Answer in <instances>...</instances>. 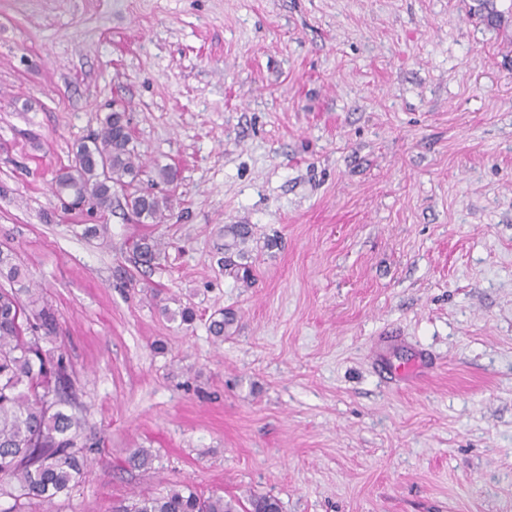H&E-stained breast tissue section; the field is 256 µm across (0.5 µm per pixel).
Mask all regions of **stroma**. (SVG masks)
<instances>
[{"mask_svg": "<svg viewBox=\"0 0 512 512\" xmlns=\"http://www.w3.org/2000/svg\"><path fill=\"white\" fill-rule=\"evenodd\" d=\"M116 109L177 171L165 223L53 194ZM227 224L251 234L224 266ZM1 248L58 313L98 443L37 512L181 482L512 512V0H0Z\"/></svg>", "mask_w": 512, "mask_h": 512, "instance_id": "obj_1", "label": "stroma"}]
</instances>
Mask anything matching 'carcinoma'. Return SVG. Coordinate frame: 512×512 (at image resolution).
Listing matches in <instances>:
<instances>
[{
    "mask_svg": "<svg viewBox=\"0 0 512 512\" xmlns=\"http://www.w3.org/2000/svg\"><path fill=\"white\" fill-rule=\"evenodd\" d=\"M146 170L135 152L125 112L110 113L101 129L80 143L56 195L73 197L79 207L106 211L117 193L138 224L168 219L170 194L131 190ZM162 250L157 240L143 236L135 243L140 264L151 266ZM0 499L13 505L0 512H22L26 504L50 503L85 474L90 445L83 440L84 420L76 412L73 382L64 354L45 349L59 335L52 305L29 279L11 251L0 254ZM235 316L221 312L210 323L211 333L230 334ZM126 462L143 469L152 455L145 448L130 450ZM112 512H281L277 499L251 494L246 501L199 494L186 483L158 495L124 499Z\"/></svg>",
    "mask_w": 512,
    "mask_h": 512,
    "instance_id": "1",
    "label": "carcinoma"
}]
</instances>
